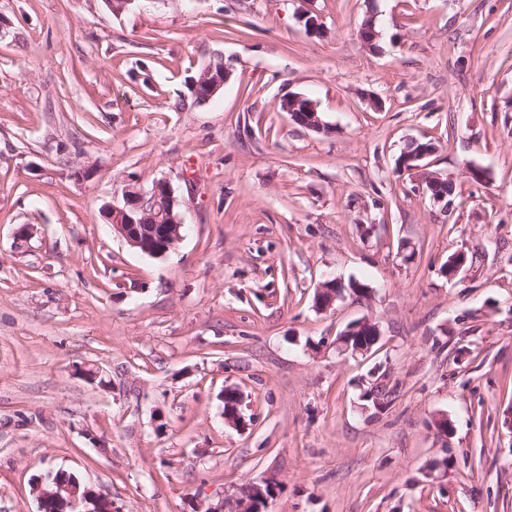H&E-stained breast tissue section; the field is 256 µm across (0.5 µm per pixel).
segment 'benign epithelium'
Masks as SVG:
<instances>
[{
    "mask_svg": "<svg viewBox=\"0 0 512 512\" xmlns=\"http://www.w3.org/2000/svg\"><path fill=\"white\" fill-rule=\"evenodd\" d=\"M359 37L363 45L375 50L381 32L377 29L373 16L369 15L363 21ZM231 75L229 67H224L220 75L215 73L214 65H209L200 74L193 87V94L200 101L206 102L215 96L224 86ZM304 108L311 113V123L307 128L321 132L326 131V125L318 115L315 104L303 96H290L283 100V110L293 119L297 118L298 108ZM432 153L424 149L412 156L400 158L399 167L405 172L422 170L421 161ZM426 189L434 201H447L448 193L441 190L446 180L426 175L423 178ZM182 202L175 196L173 189L166 181H157L148 191H128L123 196V204L112 205L107 210V219L112 232L125 240L130 246L140 249L150 256L162 257L168 253L181 238L184 219L181 213ZM342 288L334 282L322 285L316 294V303L329 308L341 295ZM41 487L37 494V512H45L47 500L65 491L69 495L70 512H86L84 499L78 497L73 486L64 484L55 469L50 468L40 475ZM276 482L265 480L262 483H248L241 488L237 497L239 505L236 512H265L267 503L273 498Z\"/></svg>",
    "mask_w": 512,
    "mask_h": 512,
    "instance_id": "7a95c632",
    "label": "benign epithelium"
}]
</instances>
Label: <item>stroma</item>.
Segmentation results:
<instances>
[{
    "label": "stroma",
    "instance_id": "stroma-1",
    "mask_svg": "<svg viewBox=\"0 0 512 512\" xmlns=\"http://www.w3.org/2000/svg\"><path fill=\"white\" fill-rule=\"evenodd\" d=\"M159 180L185 230L153 257L103 209ZM328 280L367 291L324 311ZM49 467L121 512L268 478L267 512H512V0H0V512ZM224 67L221 75L215 73L214 65L210 64L200 74L193 87V94L199 98L201 103L209 101L224 86V83L231 75V70L226 64L220 62ZM283 110L285 112H288L289 116L292 118V120L295 121L297 118V115L299 112H296L298 110L299 106H303L304 109L309 111L311 113V123L305 125L307 128L321 132L326 131L328 128V125H326L318 115L317 109L315 104L303 97V96H288V98L283 99Z\"/></svg>",
    "mask_w": 512,
    "mask_h": 512
}]
</instances>
